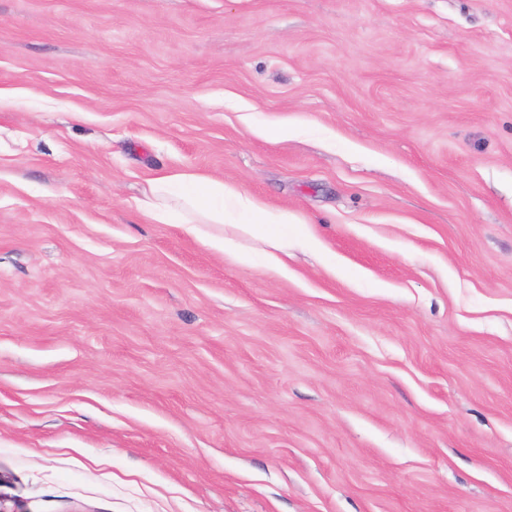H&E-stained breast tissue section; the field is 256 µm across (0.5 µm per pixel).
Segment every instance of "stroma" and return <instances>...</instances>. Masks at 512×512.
Instances as JSON below:
<instances>
[{
  "label": "stroma",
  "mask_w": 512,
  "mask_h": 512,
  "mask_svg": "<svg viewBox=\"0 0 512 512\" xmlns=\"http://www.w3.org/2000/svg\"><path fill=\"white\" fill-rule=\"evenodd\" d=\"M183 168L340 271L139 218ZM0 502L512 512V0H0Z\"/></svg>",
  "instance_id": "obj_1"
}]
</instances>
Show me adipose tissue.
Listing matches in <instances>:
<instances>
[{
  "label": "adipose tissue",
  "instance_id": "1",
  "mask_svg": "<svg viewBox=\"0 0 512 512\" xmlns=\"http://www.w3.org/2000/svg\"><path fill=\"white\" fill-rule=\"evenodd\" d=\"M136 208L150 222L171 225L209 250L230 254L243 264L251 263L252 257L238 248V239L258 240L265 246L264 266L282 276L288 273L289 246L313 254L325 250L323 242L287 211L191 169L154 177Z\"/></svg>",
  "mask_w": 512,
  "mask_h": 512
}]
</instances>
